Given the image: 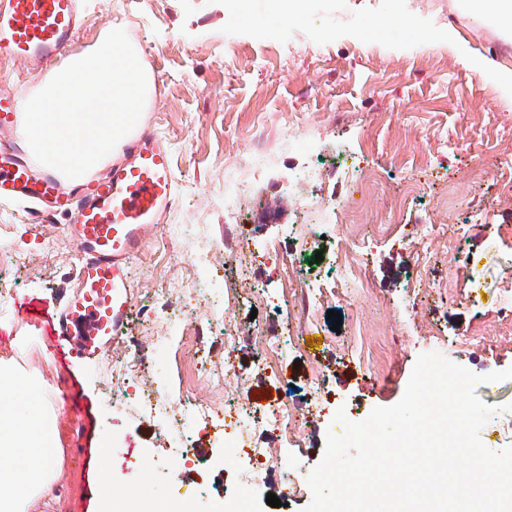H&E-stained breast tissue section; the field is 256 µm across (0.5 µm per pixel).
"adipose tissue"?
<instances>
[{"label":"adipose tissue","mask_w":512,"mask_h":512,"mask_svg":"<svg viewBox=\"0 0 512 512\" xmlns=\"http://www.w3.org/2000/svg\"><path fill=\"white\" fill-rule=\"evenodd\" d=\"M37 373L0 359V512H47L64 463L55 403L46 401ZM26 469H17L16 458Z\"/></svg>","instance_id":"obj_1"}]
</instances>
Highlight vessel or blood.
<instances>
[{
    "label": "vessel or blood",
    "mask_w": 512,
    "mask_h": 512,
    "mask_svg": "<svg viewBox=\"0 0 512 512\" xmlns=\"http://www.w3.org/2000/svg\"><path fill=\"white\" fill-rule=\"evenodd\" d=\"M82 0H0V58L51 64L69 52ZM19 122L16 94L0 92V199L46 203L44 222L70 217L69 235L82 254L74 291L57 317L56 337L91 357L120 339L132 302L129 264L148 228L162 223L176 200L171 145L146 129L127 140L125 162L106 177L63 182L21 161L8 137Z\"/></svg>",
    "instance_id": "1"
}]
</instances>
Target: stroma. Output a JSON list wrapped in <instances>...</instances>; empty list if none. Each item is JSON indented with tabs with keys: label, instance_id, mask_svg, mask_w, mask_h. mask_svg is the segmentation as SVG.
<instances>
[{
	"label": "stroma",
	"instance_id": "obj_1",
	"mask_svg": "<svg viewBox=\"0 0 512 512\" xmlns=\"http://www.w3.org/2000/svg\"><path fill=\"white\" fill-rule=\"evenodd\" d=\"M460 0H305L302 12L285 17L277 0H84V20L74 52L94 47L108 28L123 29L153 79L144 127L172 145L177 200L160 227L148 229L129 265L133 307L122 339L109 350L123 356L142 336L141 314L153 308L170 279L221 287L236 305L249 286L232 262L204 272L191 267L187 251L222 247L225 236L241 243L279 241L289 225L299 240L310 232L324 238V259L303 254L304 266L334 272L332 256L349 245L339 220L310 227L300 223L311 195L342 194L351 201L348 220L372 233L364 258L377 292L343 300L328 298L301 320L299 348L279 356L272 369L253 366V347L242 342L234 362L245 372L244 388L255 408L282 400L306 415L307 386L316 372L329 374L335 400L345 406L395 405L402 398L417 357L441 345L449 361L485 375L512 367V329L502 326L498 300L512 292V182L493 178L499 154L512 153V38L468 20ZM401 14L420 29L391 26ZM472 54L493 60L476 73L461 66L443 41L448 31ZM48 71L23 61L0 60V92L32 97ZM307 139L289 142L291 123ZM259 177L241 161L254 142ZM315 169L316 181L299 177ZM248 183L236 209H224V181ZM57 215L42 222L32 207L0 203V278L11 299L0 312V356L12 355L37 369L58 389L63 405L59 430L66 450L54 486L52 512H97L94 486L102 451L132 448L130 458L112 459L119 481L152 473L143 497L116 504L115 512H206L189 486H176L183 463L171 442L147 416L112 410L103 359L60 351L51 334L57 311L75 284L79 247ZM447 226L459 250L432 247L429 263L441 276L410 300L411 277L404 246L417 224ZM263 291L252 305L254 326L272 317L274 299L289 297L275 270L260 266ZM481 284L478 298L464 285ZM341 315L333 331L329 312ZM30 344L15 351L17 335ZM162 373L178 372L183 392L208 396L194 346L178 354L157 350ZM494 414L480 430L493 451L512 444V380L478 386Z\"/></svg>",
	"mask_w": 512,
	"mask_h": 512
}]
</instances>
